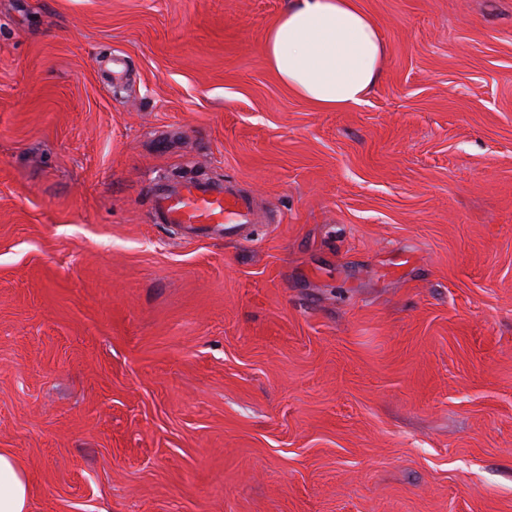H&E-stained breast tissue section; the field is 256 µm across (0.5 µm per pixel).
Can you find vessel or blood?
Segmentation results:
<instances>
[{
	"mask_svg": "<svg viewBox=\"0 0 512 512\" xmlns=\"http://www.w3.org/2000/svg\"><path fill=\"white\" fill-rule=\"evenodd\" d=\"M147 192L155 214L163 223L186 226L199 237H220L229 230L239 241L251 238L255 210L247 196L199 181L166 189L151 186Z\"/></svg>",
	"mask_w": 512,
	"mask_h": 512,
	"instance_id": "1",
	"label": "vessel or blood"
}]
</instances>
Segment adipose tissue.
I'll use <instances>...</instances> for the list:
<instances>
[{
    "mask_svg": "<svg viewBox=\"0 0 512 512\" xmlns=\"http://www.w3.org/2000/svg\"><path fill=\"white\" fill-rule=\"evenodd\" d=\"M264 54L289 92L320 110L364 103L383 74L379 27L358 0H290L269 29ZM25 469L0 450V512H28Z\"/></svg>",
    "mask_w": 512,
    "mask_h": 512,
    "instance_id": "adipose-tissue-1",
    "label": "adipose tissue"
}]
</instances>
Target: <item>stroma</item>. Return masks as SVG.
I'll list each match as a JSON object with an SVG mask.
<instances>
[{
	"mask_svg": "<svg viewBox=\"0 0 512 512\" xmlns=\"http://www.w3.org/2000/svg\"><path fill=\"white\" fill-rule=\"evenodd\" d=\"M288 0H0V448L30 512H512V0H361L366 103ZM230 181L249 244L156 223ZM263 49L288 91L320 110L363 104L383 74L379 26L358 0H291Z\"/></svg>",
	"mask_w": 512,
	"mask_h": 512,
	"instance_id": "35a3bbf8",
	"label": "stroma"
}]
</instances>
